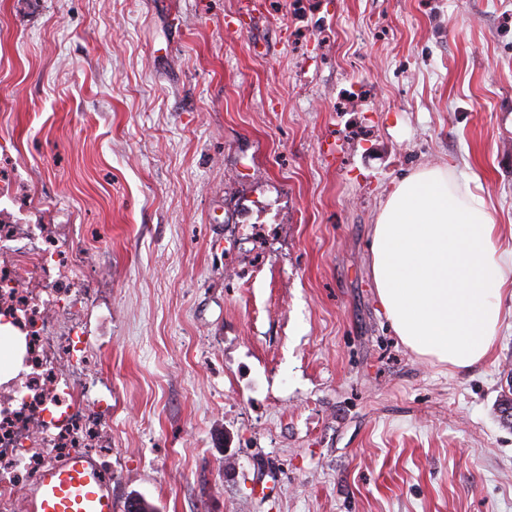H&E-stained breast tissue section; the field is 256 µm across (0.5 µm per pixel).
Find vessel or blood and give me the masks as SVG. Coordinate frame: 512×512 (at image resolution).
Wrapping results in <instances>:
<instances>
[{
  "mask_svg": "<svg viewBox=\"0 0 512 512\" xmlns=\"http://www.w3.org/2000/svg\"><path fill=\"white\" fill-rule=\"evenodd\" d=\"M24 498L28 512H114L110 478L82 454L43 470Z\"/></svg>",
  "mask_w": 512,
  "mask_h": 512,
  "instance_id": "obj_1",
  "label": "vessel or blood"
}]
</instances>
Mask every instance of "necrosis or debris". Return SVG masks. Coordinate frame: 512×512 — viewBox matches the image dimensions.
Wrapping results in <instances>:
<instances>
[{
  "label": "necrosis or debris",
  "mask_w": 512,
  "mask_h": 512,
  "mask_svg": "<svg viewBox=\"0 0 512 512\" xmlns=\"http://www.w3.org/2000/svg\"><path fill=\"white\" fill-rule=\"evenodd\" d=\"M76 253L34 224H0V322L15 323L27 339L26 370L0 390V512H13L22 485L49 459L84 453L106 458L89 412L95 381L84 357L59 333L60 313L81 306L84 290L69 287Z\"/></svg>",
  "instance_id": "necrosis-or-debris-1"
}]
</instances>
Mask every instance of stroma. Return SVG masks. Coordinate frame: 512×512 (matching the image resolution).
Wrapping results in <instances>:
<instances>
[{
  "label": "stroma",
  "instance_id": "35a3bbf8",
  "mask_svg": "<svg viewBox=\"0 0 512 512\" xmlns=\"http://www.w3.org/2000/svg\"><path fill=\"white\" fill-rule=\"evenodd\" d=\"M0 162L77 231L116 512H512V298L455 370L370 254L424 165L512 249V0H0Z\"/></svg>",
  "mask_w": 512,
  "mask_h": 512
}]
</instances>
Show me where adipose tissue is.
Returning a JSON list of instances; mask_svg holds the SVG:
<instances>
[{
	"mask_svg": "<svg viewBox=\"0 0 512 512\" xmlns=\"http://www.w3.org/2000/svg\"><path fill=\"white\" fill-rule=\"evenodd\" d=\"M372 280L384 315L418 356L484 362L512 295V251L486 199L445 166L400 178L371 230Z\"/></svg>",
	"mask_w": 512,
	"mask_h": 512,
	"instance_id": "ef3b65f1",
	"label": "adipose tissue"
}]
</instances>
